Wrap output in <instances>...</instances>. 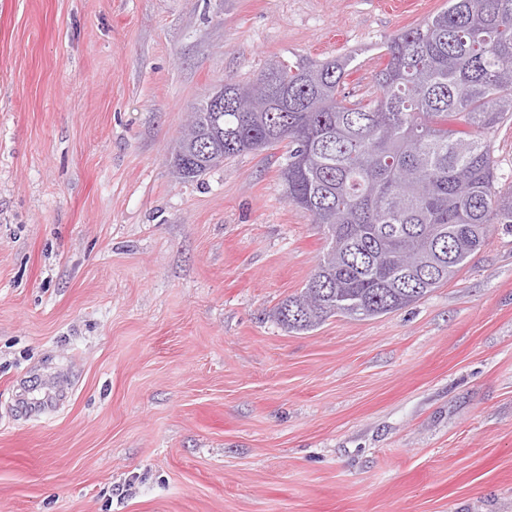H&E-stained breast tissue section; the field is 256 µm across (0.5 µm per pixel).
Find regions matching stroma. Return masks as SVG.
Returning <instances> with one entry per match:
<instances>
[{"label":"stroma","instance_id":"1","mask_svg":"<svg viewBox=\"0 0 512 512\" xmlns=\"http://www.w3.org/2000/svg\"><path fill=\"white\" fill-rule=\"evenodd\" d=\"M446 0H0V512H512V224L367 320L272 316L325 245L278 150L171 175L225 77Z\"/></svg>","mask_w":512,"mask_h":512}]
</instances>
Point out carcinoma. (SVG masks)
<instances>
[{
	"instance_id": "obj_1",
	"label": "carcinoma",
	"mask_w": 512,
	"mask_h": 512,
	"mask_svg": "<svg viewBox=\"0 0 512 512\" xmlns=\"http://www.w3.org/2000/svg\"><path fill=\"white\" fill-rule=\"evenodd\" d=\"M374 90L343 92L350 59L269 64L206 95L178 137L172 172L194 181L243 153L283 149L285 197L322 229L326 250L275 319L306 333L364 320L450 281L493 224H512L486 135L512 113V0H448L379 47ZM264 112H237L245 98Z\"/></svg>"
}]
</instances>
